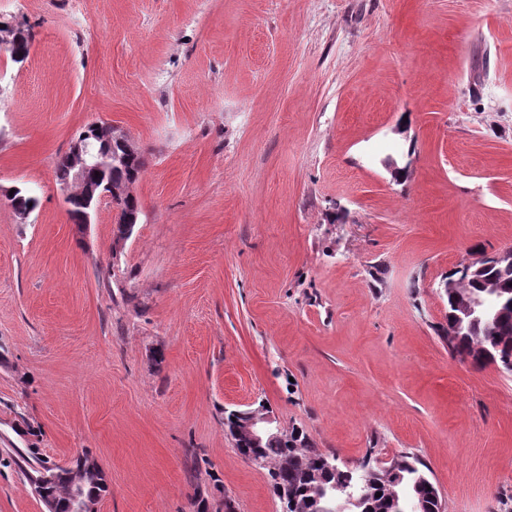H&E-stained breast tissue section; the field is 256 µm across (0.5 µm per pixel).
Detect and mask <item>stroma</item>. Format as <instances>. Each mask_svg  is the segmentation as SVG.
Instances as JSON below:
<instances>
[{
  "label": "stroma",
  "instance_id": "obj_1",
  "mask_svg": "<svg viewBox=\"0 0 512 512\" xmlns=\"http://www.w3.org/2000/svg\"><path fill=\"white\" fill-rule=\"evenodd\" d=\"M1 20L32 40L0 48V512H45L6 455L32 445L90 449L99 512H281L224 432L254 403L351 468L416 454L445 512H512V373L449 352L440 289L512 246V0H0ZM94 121L148 160L119 247L110 204L78 231L55 177Z\"/></svg>",
  "mask_w": 512,
  "mask_h": 512
}]
</instances>
